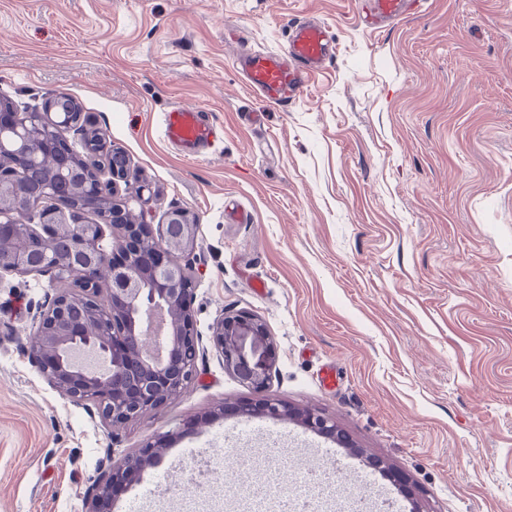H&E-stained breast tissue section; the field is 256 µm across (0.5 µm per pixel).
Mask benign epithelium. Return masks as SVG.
<instances>
[{"instance_id":"1","label":"benign epithelium","mask_w":512,"mask_h":512,"mask_svg":"<svg viewBox=\"0 0 512 512\" xmlns=\"http://www.w3.org/2000/svg\"><path fill=\"white\" fill-rule=\"evenodd\" d=\"M82 112H5L0 115V153L21 150L42 126L65 141L69 129L87 130ZM46 160L60 182L32 185L18 167L0 168V276L47 274L56 284L52 302L40 314L29 349L48 384L77 404L89 400L110 426H121L193 380L205 353L195 330L191 268L181 257L193 250L198 225L181 208L168 212L157 227L133 215L146 185L131 188L122 203H112L108 218L85 223L75 197L97 178L92 168ZM112 194L127 182L125 159L112 162ZM112 229V251L104 250V227ZM106 285L107 301L96 300ZM251 338L262 358L243 368V343ZM211 348L224 367L240 373L258 394L265 392L275 360L264 324L248 313L221 316L211 326ZM158 441L103 471L87 492L86 512H105L101 504L112 477L125 467L141 468L160 459Z\"/></svg>"}]
</instances>
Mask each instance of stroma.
<instances>
[{
    "mask_svg": "<svg viewBox=\"0 0 512 512\" xmlns=\"http://www.w3.org/2000/svg\"><path fill=\"white\" fill-rule=\"evenodd\" d=\"M361 0H0V100L64 92L148 185L147 223L198 224L195 328L260 318L266 388L294 419L218 408L256 394L214 350L178 396L119 430L53 389L28 348L56 293L0 279V512H85L102 470L165 434L148 512H180L185 449L328 448L400 512H512V0H424L381 31ZM319 20L335 59L288 109L234 66ZM206 112L203 156L164 142L163 111ZM313 411L338 438L297 421Z\"/></svg>",
    "mask_w": 512,
    "mask_h": 512,
    "instance_id": "1",
    "label": "stroma"
}]
</instances>
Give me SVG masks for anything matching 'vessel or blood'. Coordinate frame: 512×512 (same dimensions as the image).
<instances>
[{
	"instance_id": "b4317fda",
	"label": "vessel or blood",
	"mask_w": 512,
	"mask_h": 512,
	"mask_svg": "<svg viewBox=\"0 0 512 512\" xmlns=\"http://www.w3.org/2000/svg\"><path fill=\"white\" fill-rule=\"evenodd\" d=\"M410 7L409 0H369L362 24L371 30L384 28L401 20ZM287 43L286 52L255 51L236 60L247 86L265 102L281 108L300 96L311 76L337 53L329 30L310 21L290 25ZM161 127L166 142L186 157L199 156L214 143L212 123L193 107H171L163 113Z\"/></svg>"
}]
</instances>
